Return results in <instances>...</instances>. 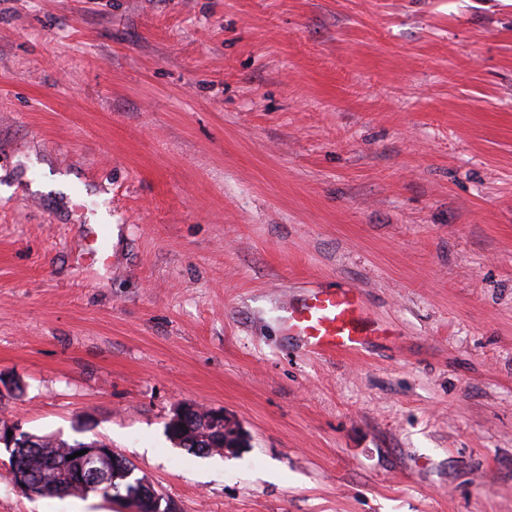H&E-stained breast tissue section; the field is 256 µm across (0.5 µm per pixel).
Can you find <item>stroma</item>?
<instances>
[{"mask_svg":"<svg viewBox=\"0 0 512 512\" xmlns=\"http://www.w3.org/2000/svg\"><path fill=\"white\" fill-rule=\"evenodd\" d=\"M332 286L367 351L282 334ZM0 379L175 512H512V0H0ZM281 325L285 336L318 355L355 354L368 336L384 329L369 322V309L358 288H311L282 300ZM207 413L206 420L212 431L224 434L220 436L207 434L203 423V415L196 411H190L183 416V438L176 443L180 447L194 450V453L207 454L209 452H221L218 450L205 451L204 448H224V450L234 453L237 450L234 448H240L241 446L239 434L236 432L235 428L229 426L227 429L225 428L224 431V425L227 423L224 419V413ZM224 444L227 446H224ZM237 445H239V447Z\"/></svg>","mask_w":512,"mask_h":512,"instance_id":"35a3bbf8","label":"stroma"}]
</instances>
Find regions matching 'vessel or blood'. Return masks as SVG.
<instances>
[{
  "instance_id": "b4317fda",
  "label": "vessel or blood",
  "mask_w": 512,
  "mask_h": 512,
  "mask_svg": "<svg viewBox=\"0 0 512 512\" xmlns=\"http://www.w3.org/2000/svg\"><path fill=\"white\" fill-rule=\"evenodd\" d=\"M281 325L285 336L318 355L355 354L381 330L369 321L358 288H312L285 297Z\"/></svg>"
}]
</instances>
